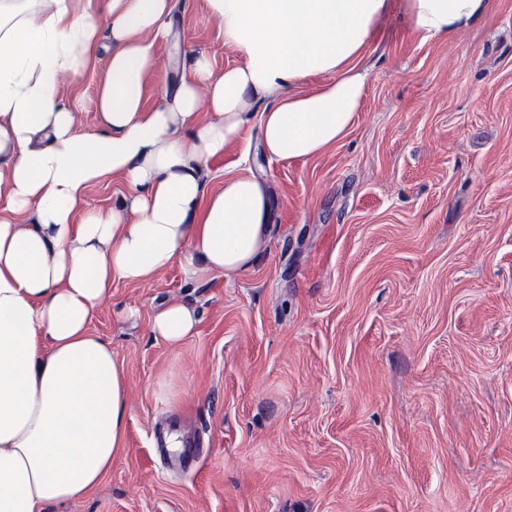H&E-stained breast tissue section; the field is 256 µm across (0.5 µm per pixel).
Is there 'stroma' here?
<instances>
[{
  "mask_svg": "<svg viewBox=\"0 0 512 512\" xmlns=\"http://www.w3.org/2000/svg\"><path fill=\"white\" fill-rule=\"evenodd\" d=\"M153 106L207 58L240 65L207 0H173ZM348 133L300 160L263 157L256 114L209 160L242 150L273 204L248 271L112 282L89 330L129 382L126 451L86 496L45 512H512V0L449 37L381 22ZM105 60L63 75L79 131L98 125ZM180 302L200 320L150 332ZM180 433V452L164 437ZM199 319L182 303H171L158 311L151 321V334L171 346L180 345L197 332Z\"/></svg>",
  "mask_w": 512,
  "mask_h": 512,
  "instance_id": "35a3bbf8",
  "label": "stroma"
}]
</instances>
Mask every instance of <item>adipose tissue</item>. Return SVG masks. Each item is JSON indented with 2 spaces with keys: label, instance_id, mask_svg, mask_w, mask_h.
I'll list each match as a JSON object with an SVG mask.
<instances>
[{
  "label": "adipose tissue",
  "instance_id": "ef3b65f1",
  "mask_svg": "<svg viewBox=\"0 0 512 512\" xmlns=\"http://www.w3.org/2000/svg\"><path fill=\"white\" fill-rule=\"evenodd\" d=\"M241 65L212 80L199 58L170 96L144 103L156 44L170 39L171 0H0V512H42L90 493L126 450L128 384L89 320L112 282H147L181 261L192 280L248 271L269 233L271 201L254 176L206 193L203 165L236 142L247 95L265 152L313 157L361 111L367 74L355 59L379 19L400 9L423 37L482 17L488 0H207ZM109 29L111 46L101 41ZM153 39H145V32ZM108 52L96 107L78 131L57 86ZM331 80L311 93L308 79ZM207 97H200V88ZM122 175V206L85 211L88 189ZM32 212L29 224L15 217ZM199 320L172 303L151 334L180 345Z\"/></svg>",
  "mask_w": 512,
  "mask_h": 512
}]
</instances>
